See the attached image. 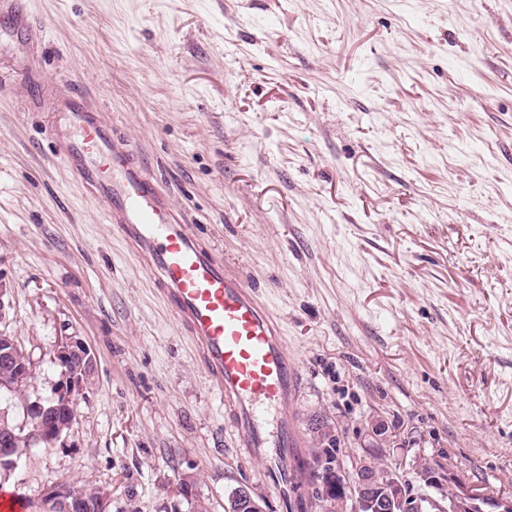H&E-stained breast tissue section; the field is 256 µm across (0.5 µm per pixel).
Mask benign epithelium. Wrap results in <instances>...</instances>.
Masks as SVG:
<instances>
[{"label": "benign epithelium", "mask_w": 512, "mask_h": 512, "mask_svg": "<svg viewBox=\"0 0 512 512\" xmlns=\"http://www.w3.org/2000/svg\"><path fill=\"white\" fill-rule=\"evenodd\" d=\"M26 353L15 336H0V358L5 364L21 363ZM53 360L63 366L60 383L51 399L55 405L44 408L36 400L27 404L38 441L49 446L61 445L75 423L76 396L83 390L96 365L95 354L80 337H59ZM18 437H4L0 443V467L12 470L22 458L14 448ZM407 460L396 458L389 467H378L360 459L348 472L338 466L315 484L321 496L331 501L333 512H512V497L492 493L479 483L467 482L444 462L418 456L413 463L416 489H410L404 475ZM46 504L52 512H82L84 498L66 484L47 489ZM92 512H112V493L97 491ZM225 512H268L266 502L248 486L234 489L228 496Z\"/></svg>", "instance_id": "obj_1"}]
</instances>
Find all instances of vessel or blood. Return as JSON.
Listing matches in <instances>:
<instances>
[{"mask_svg":"<svg viewBox=\"0 0 512 512\" xmlns=\"http://www.w3.org/2000/svg\"><path fill=\"white\" fill-rule=\"evenodd\" d=\"M0 16L32 43L41 42L42 30L22 0H0ZM45 134L113 235L153 275L224 400L239 451L265 461L274 488L295 481L304 456L293 415L299 367L253 286L226 268L146 170L142 156L113 137L81 93L53 100ZM265 408L278 413L276 432H268L259 417Z\"/></svg>","mask_w":512,"mask_h":512,"instance_id":"obj_1","label":"vessel or blood"}]
</instances>
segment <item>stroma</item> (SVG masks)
I'll use <instances>...</instances> for the list:
<instances>
[{"label": "stroma", "mask_w": 512, "mask_h": 512, "mask_svg": "<svg viewBox=\"0 0 512 512\" xmlns=\"http://www.w3.org/2000/svg\"><path fill=\"white\" fill-rule=\"evenodd\" d=\"M40 49L0 22L4 330L51 396L62 334L96 367L64 446L5 487L111 488L112 512H208L242 484L224 403L153 286L54 156L53 98L77 90L140 151L198 235L256 288L301 367L300 434L340 465L444 458L512 492V0H24Z\"/></svg>", "instance_id": "obj_1"}]
</instances>
